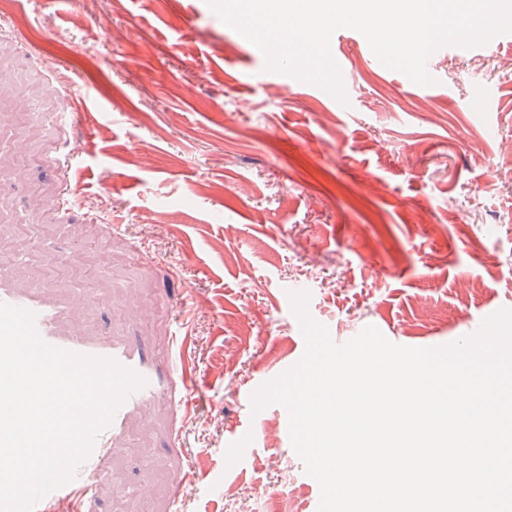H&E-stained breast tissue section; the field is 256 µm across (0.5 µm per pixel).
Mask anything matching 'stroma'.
Masks as SVG:
<instances>
[{"label":"stroma","instance_id":"35a3bbf8","mask_svg":"<svg viewBox=\"0 0 512 512\" xmlns=\"http://www.w3.org/2000/svg\"><path fill=\"white\" fill-rule=\"evenodd\" d=\"M331 53L343 103L205 0H0V298L157 382L52 512H318L286 408L251 411L305 352L292 294L337 345L446 346L512 309V40L441 49L430 85L352 29Z\"/></svg>","mask_w":512,"mask_h":512}]
</instances>
